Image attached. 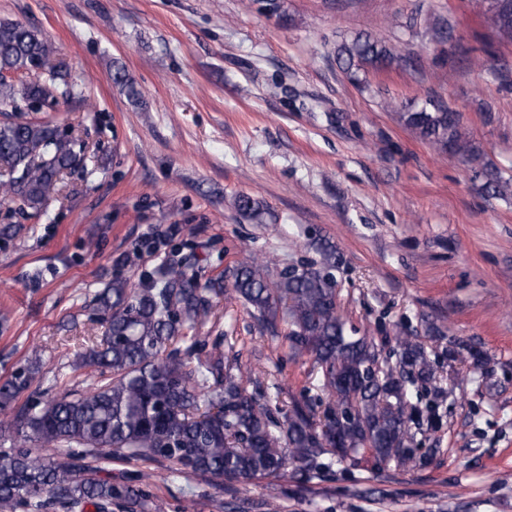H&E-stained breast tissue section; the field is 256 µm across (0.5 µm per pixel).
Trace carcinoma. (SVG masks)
I'll use <instances>...</instances> for the list:
<instances>
[{
	"instance_id": "cac0c4a2",
	"label": "carcinoma",
	"mask_w": 512,
	"mask_h": 512,
	"mask_svg": "<svg viewBox=\"0 0 512 512\" xmlns=\"http://www.w3.org/2000/svg\"><path fill=\"white\" fill-rule=\"evenodd\" d=\"M500 43H512V9L501 13ZM52 43L34 26L0 19V74L25 73L17 86L0 78V205L41 212L50 204L62 173L83 162V144L50 121L24 118L29 103L78 104L82 92L61 64L51 63ZM336 59L354 83L359 73L408 60L370 33H358L335 48ZM113 82L131 100L136 84L117 67ZM401 119L421 140L477 166L491 196L512 191V177L482 164L483 153L463 131L462 114L428 96L403 106ZM237 211L259 218L262 202L247 194ZM320 266L302 265L273 274L253 260L233 273L226 299H241L271 330L288 325L294 354L313 356L326 404L315 408L294 400L288 411L271 408L267 396L250 393L239 369L224 361L220 345L202 354L186 330L208 322L213 305L208 284L168 261L133 288L125 279L96 296L110 312L100 340L77 354L71 368L94 381L60 397L42 399L32 388L41 372L34 353L0 383V512H161L144 489L148 476L112 477L101 463L112 459L164 460L178 474L211 486L251 483L288 473L304 487L331 471L333 462L368 456L380 466L405 468L427 460L419 448L422 420L437 419L444 396L440 365L485 357L454 339L429 354L419 337L403 332L383 352L366 336H352L333 287L336 255L322 247ZM33 389L35 399L17 405ZM51 447L43 455L40 448Z\"/></svg>"
}]
</instances>
